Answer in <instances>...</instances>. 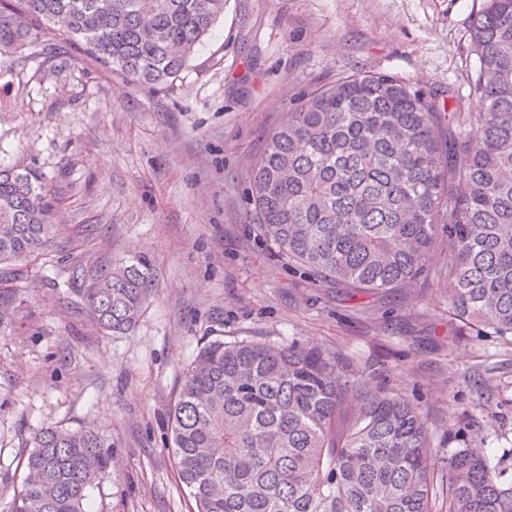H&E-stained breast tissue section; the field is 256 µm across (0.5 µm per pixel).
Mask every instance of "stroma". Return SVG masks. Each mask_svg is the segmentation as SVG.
<instances>
[{"label":"stroma","mask_w":512,"mask_h":512,"mask_svg":"<svg viewBox=\"0 0 512 512\" xmlns=\"http://www.w3.org/2000/svg\"><path fill=\"white\" fill-rule=\"evenodd\" d=\"M485 0H227L185 67L152 90L55 36L50 53L0 51V165L31 164L72 227L0 266V512L20 489L31 437L97 429L112 464L92 512H189L171 409L203 343H313L362 370L396 372L441 455L482 438L512 448V337L448 323L438 276L346 300L295 275L255 239L248 175L268 133L316 84L384 72L470 100L471 27ZM155 288L130 334L86 318L74 276L135 253Z\"/></svg>","instance_id":"stroma-1"}]
</instances>
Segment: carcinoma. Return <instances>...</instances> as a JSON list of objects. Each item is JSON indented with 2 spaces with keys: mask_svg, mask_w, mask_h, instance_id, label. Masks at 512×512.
<instances>
[{
  "mask_svg": "<svg viewBox=\"0 0 512 512\" xmlns=\"http://www.w3.org/2000/svg\"><path fill=\"white\" fill-rule=\"evenodd\" d=\"M0 0V49L31 28L63 33L130 82L160 89L184 68L225 0ZM478 112L386 73L301 96L249 175L253 232L314 285L410 288L440 269L450 321L512 336V0L473 22ZM30 166H0V265L69 233ZM155 288L133 255L81 275L98 328L125 334ZM85 428L30 440L7 512H87L110 463ZM172 455L194 512H512V449L476 440L441 456L426 416L387 370L366 374L318 345L216 339L196 355L172 413Z\"/></svg>",
  "mask_w": 512,
  "mask_h": 512,
  "instance_id": "cac0c4a2",
  "label": "carcinoma"
}]
</instances>
